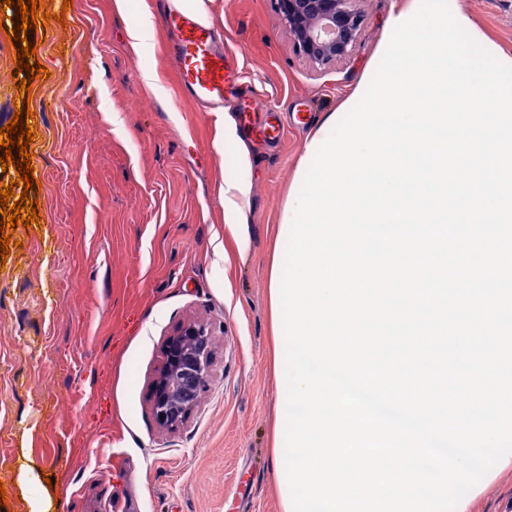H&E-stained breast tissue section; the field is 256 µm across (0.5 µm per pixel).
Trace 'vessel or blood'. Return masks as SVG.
I'll return each instance as SVG.
<instances>
[{"mask_svg":"<svg viewBox=\"0 0 512 512\" xmlns=\"http://www.w3.org/2000/svg\"><path fill=\"white\" fill-rule=\"evenodd\" d=\"M167 30L164 52L172 64L181 91L194 103L223 110L226 92L244 86L236 57L217 44L221 33L216 23H206L182 12L169 0L163 16Z\"/></svg>","mask_w":512,"mask_h":512,"instance_id":"b4317fda","label":"vessel or blood"}]
</instances>
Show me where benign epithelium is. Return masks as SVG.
<instances>
[{"label":"benign epithelium","instance_id":"obj_1","mask_svg":"<svg viewBox=\"0 0 512 512\" xmlns=\"http://www.w3.org/2000/svg\"><path fill=\"white\" fill-rule=\"evenodd\" d=\"M361 0H274L296 52L323 68L345 60L361 36ZM164 360L149 383V406L163 430L179 429L198 406L215 361L207 323L189 319L166 336Z\"/></svg>","mask_w":512,"mask_h":512}]
</instances>
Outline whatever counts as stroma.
I'll use <instances>...</instances> for the list:
<instances>
[{
  "label": "stroma",
  "mask_w": 512,
  "mask_h": 512,
  "mask_svg": "<svg viewBox=\"0 0 512 512\" xmlns=\"http://www.w3.org/2000/svg\"><path fill=\"white\" fill-rule=\"evenodd\" d=\"M158 0H52L27 31L49 71L30 103L0 23V128L28 106L40 217L15 226L0 264V512H282L272 473L277 404L269 274L285 254L276 228L305 137L335 111L376 54L393 0H363L362 35L345 61L297 55L273 0H212L224 47L256 88L257 114L282 137L252 134L243 171L217 150L214 115L180 91L163 31L133 49L129 27ZM512 51V0H456ZM155 72L156 88L142 80ZM251 183L249 246L238 251L218 189ZM223 257H216V246ZM199 318L217 350L187 423L158 427L147 388L168 331ZM466 512H512V469L467 494Z\"/></svg>",
  "instance_id": "1"
}]
</instances>
